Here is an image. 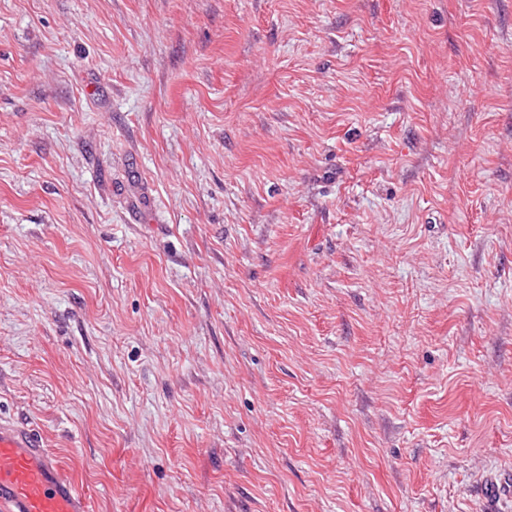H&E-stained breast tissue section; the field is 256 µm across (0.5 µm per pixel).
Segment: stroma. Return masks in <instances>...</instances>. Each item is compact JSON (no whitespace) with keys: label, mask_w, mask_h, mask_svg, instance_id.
<instances>
[{"label":"stroma","mask_w":512,"mask_h":512,"mask_svg":"<svg viewBox=\"0 0 512 512\" xmlns=\"http://www.w3.org/2000/svg\"><path fill=\"white\" fill-rule=\"evenodd\" d=\"M0 414L94 512H512V0H0Z\"/></svg>","instance_id":"stroma-1"}]
</instances>
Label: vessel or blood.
Returning <instances> with one entry per match:
<instances>
[{
	"mask_svg": "<svg viewBox=\"0 0 512 512\" xmlns=\"http://www.w3.org/2000/svg\"><path fill=\"white\" fill-rule=\"evenodd\" d=\"M0 512H92L30 423L0 417Z\"/></svg>",
	"mask_w": 512,
	"mask_h": 512,
	"instance_id": "1",
	"label": "vessel or blood"
}]
</instances>
